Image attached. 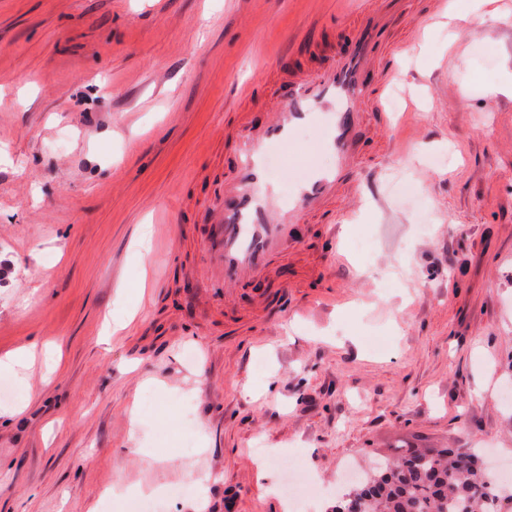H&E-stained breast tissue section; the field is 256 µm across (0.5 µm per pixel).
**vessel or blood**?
I'll return each instance as SVG.
<instances>
[{"instance_id":"obj_1","label":"vessel or blood","mask_w":512,"mask_h":512,"mask_svg":"<svg viewBox=\"0 0 512 512\" xmlns=\"http://www.w3.org/2000/svg\"><path fill=\"white\" fill-rule=\"evenodd\" d=\"M356 51L330 71L306 80L281 111L272 113L257 131L237 145V174L224 187V200L211 213V234L204 244L215 274L227 285L266 269L270 257L284 248L287 229L303 210H313L331 196L347 174L352 159L353 105L362 94L360 69L378 56L385 27L375 11L359 10ZM335 112L325 143L336 156L335 167L311 173L293 200L267 190L266 157L291 144L294 129Z\"/></svg>"}]
</instances>
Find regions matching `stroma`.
<instances>
[{"instance_id":"obj_1","label":"stroma","mask_w":512,"mask_h":512,"mask_svg":"<svg viewBox=\"0 0 512 512\" xmlns=\"http://www.w3.org/2000/svg\"><path fill=\"white\" fill-rule=\"evenodd\" d=\"M368 2L347 183L227 287L208 211L238 137L351 50L336 0H0V357L35 353L0 512H126L138 483L153 512H285L297 465L331 512L349 463L512 459V0L453 39L434 0ZM321 136L275 151L281 194L333 164Z\"/></svg>"}]
</instances>
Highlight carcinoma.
Segmentation results:
<instances>
[{
    "label": "carcinoma",
    "instance_id": "1",
    "mask_svg": "<svg viewBox=\"0 0 512 512\" xmlns=\"http://www.w3.org/2000/svg\"><path fill=\"white\" fill-rule=\"evenodd\" d=\"M494 486L472 453L409 450L342 493L332 512H499Z\"/></svg>",
    "mask_w": 512,
    "mask_h": 512
}]
</instances>
